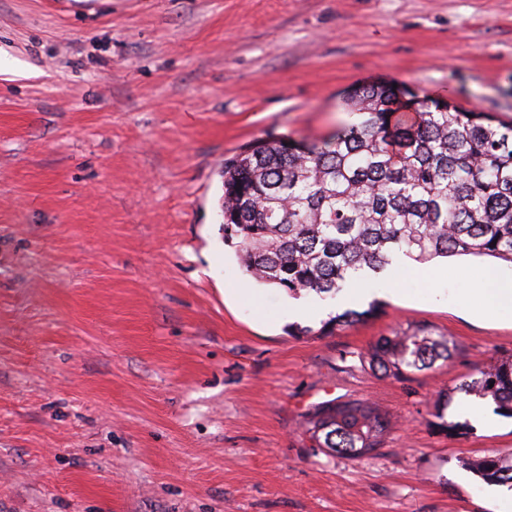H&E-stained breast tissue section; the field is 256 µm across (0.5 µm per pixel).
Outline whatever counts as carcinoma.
<instances>
[{
  "label": "carcinoma",
  "instance_id": "cac0c4a2",
  "mask_svg": "<svg viewBox=\"0 0 512 512\" xmlns=\"http://www.w3.org/2000/svg\"><path fill=\"white\" fill-rule=\"evenodd\" d=\"M344 102L356 119L329 140L257 138L224 160V238L245 275L290 297L333 298L398 254L418 263L454 255L512 263V124L428 97L409 112L385 81L352 87ZM377 312L346 309L316 331L295 324L288 334L327 335ZM456 353L448 336L409 325L379 337L361 360L378 376L409 380ZM455 393L512 418V357L448 389L433 413V426L447 434L467 428L445 419ZM302 426L312 447L356 460L381 447L396 420L374 401L333 399ZM466 467L512 488L511 450Z\"/></svg>",
  "mask_w": 512,
  "mask_h": 512
}]
</instances>
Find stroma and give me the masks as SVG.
<instances>
[{"label": "stroma", "mask_w": 512, "mask_h": 512, "mask_svg": "<svg viewBox=\"0 0 512 512\" xmlns=\"http://www.w3.org/2000/svg\"><path fill=\"white\" fill-rule=\"evenodd\" d=\"M0 512H493L445 435L448 387L512 356L486 257L370 283L365 322L292 336L219 216L222 168L268 134L321 141L382 78L512 122V0H0ZM254 287L258 306L240 291ZM410 324L458 347L399 381L360 354ZM337 397L400 428L359 460L300 422Z\"/></svg>", "instance_id": "stroma-1"}]
</instances>
